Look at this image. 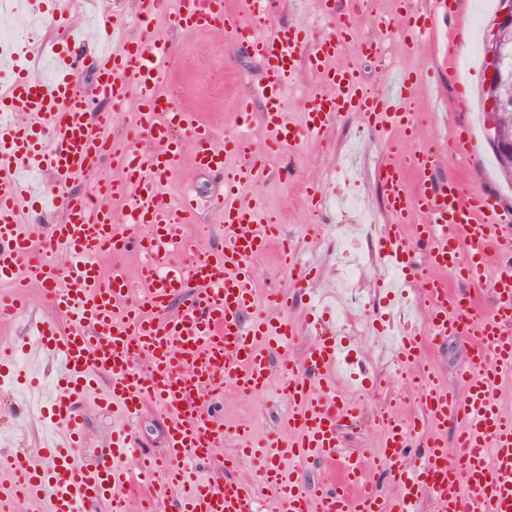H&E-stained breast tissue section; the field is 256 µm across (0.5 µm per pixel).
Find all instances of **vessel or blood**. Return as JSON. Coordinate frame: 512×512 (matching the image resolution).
<instances>
[{"label": "vessel or blood", "mask_w": 512, "mask_h": 512, "mask_svg": "<svg viewBox=\"0 0 512 512\" xmlns=\"http://www.w3.org/2000/svg\"><path fill=\"white\" fill-rule=\"evenodd\" d=\"M142 4L140 36L93 58V96L76 90L85 40L73 21L71 0H51V22L66 45L57 79L41 81L18 57L6 61L16 77L0 90V112L16 119L0 124V280L16 283L19 290L0 296V318L23 316L27 290L37 284L69 327L62 332L51 321L36 326L30 354L60 367L39 409L53 436L43 448V463L20 458L8 463L7 478H0V512H16L24 500L37 503L39 512H81L90 499L106 502L109 512H129L123 487L130 477L118 460L137 450L131 431L118 429L109 446L92 448L80 427L77 405L102 378L108 386L99 399L101 409L116 406L132 419L150 401L168 411V458L162 464L141 459L140 472L166 488L186 487L180 512H416L424 494L437 512H512V414L496 397L498 381L512 375V233L504 229L512 214L492 195L463 190L452 180L407 189L408 173L432 169L435 153L429 148L407 153L389 145L377 171L392 218L379 243L380 260L398 271L389 285L392 295L403 297L418 288L428 306L426 335L396 336L394 358L402 367L417 366L424 348L448 336L460 337L470 357L460 372L461 391L427 382L420 397L422 423L393 415L382 420L383 446L373 463L393 474L395 490L381 497L361 461L340 452L342 432L360 413L357 403L336 390L344 366L340 339L314 340L302 361L273 364L274 355L294 342L297 329L286 315L289 290H257L253 260L281 240L282 229L266 221L257 200L238 192L239 185L265 171L241 132L248 110L234 118L230 141L242 162L231 169L199 115L159 92L172 54L151 27L158 9L182 30L216 22L233 29L237 22L225 13L224 0ZM271 4L246 0L252 20L247 39L266 66L249 96L264 104L261 119L273 146L291 149L305 138L323 137L349 112L360 113L373 128L413 135L418 114L409 76L397 75L388 92L370 91L354 66L337 62L349 45L340 27L309 42L297 29L271 24ZM399 4V16L380 18L377 26L387 33L404 22L416 44L433 37L436 17L452 15L456 0H429L422 12L412 0ZM301 60L321 75L326 89L312 98L305 123L295 127L281 96ZM131 97L137 108L130 127L149 142L146 150L111 142L110 118L95 109L97 101L120 105ZM183 133L192 142L193 165L224 182L223 194L210 202L224 216L223 246L216 250L195 244L185 230L196 216L197 199L183 195L181 207H174L157 181L178 164ZM448 151L455 158H472L474 142L466 125L449 126ZM103 153L112 157L115 178L93 199L69 192L70 178L91 169ZM36 172L55 179L34 194L36 200L64 213L63 222L39 241L20 217L21 201L30 193L25 176ZM117 199L124 204L118 215L112 210ZM409 222L415 225L410 237L402 232ZM131 251L140 259L138 296L121 269L107 274L100 265L103 255ZM414 252L425 255V267L409 262ZM495 256L502 263L491 282H484L485 264ZM281 263L291 274L289 289H309L312 270L301 267L296 253L282 251ZM452 276L489 286L492 313L483 314L470 293L451 289ZM190 281L196 287L189 293ZM175 295L181 296V306L167 313L166 303ZM0 374L33 388L39 384L32 366L19 364L8 348L0 349ZM275 376L288 403L287 433L258 440L246 430H229L206 403L208 392L220 386L249 396L266 389ZM451 418L464 427L450 446L439 427ZM231 437L240 454L259 459L255 479L219 482L199 472V462ZM418 438L424 452L408 459L406 450ZM287 458L300 465L336 462L340 476L330 491L310 496L284 470Z\"/></svg>", "instance_id": "vessel-or-blood-1"}]
</instances>
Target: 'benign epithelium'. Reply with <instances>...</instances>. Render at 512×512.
I'll return each instance as SVG.
<instances>
[{
  "mask_svg": "<svg viewBox=\"0 0 512 512\" xmlns=\"http://www.w3.org/2000/svg\"><path fill=\"white\" fill-rule=\"evenodd\" d=\"M502 12L496 22L486 48L488 112L499 113L512 109V93L501 95V86L512 84V0H502ZM489 139L503 156L512 157V135H505L500 124L493 120L489 127Z\"/></svg>",
  "mask_w": 512,
  "mask_h": 512,
  "instance_id": "7a95c632",
  "label": "benign epithelium"
}]
</instances>
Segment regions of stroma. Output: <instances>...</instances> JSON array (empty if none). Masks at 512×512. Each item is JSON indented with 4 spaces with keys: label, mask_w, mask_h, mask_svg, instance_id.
<instances>
[{
    "label": "stroma",
    "mask_w": 512,
    "mask_h": 512,
    "mask_svg": "<svg viewBox=\"0 0 512 512\" xmlns=\"http://www.w3.org/2000/svg\"><path fill=\"white\" fill-rule=\"evenodd\" d=\"M472 2L469 13L439 23L434 40L410 49L400 32L382 35L375 26L376 16L396 12L397 0H371L366 12L355 13L352 37L357 41L382 40L384 52L359 55L351 50L342 60L353 63L362 82L374 89L381 88L391 72L410 75L413 82L411 94L421 119L405 147L412 151L432 148L438 163L432 175L410 176L409 187L428 182L433 175L455 179L469 188L496 194L502 206L512 210V185L503 179L488 138L490 118L483 93L485 69L479 57L470 52L473 44L489 39L497 11L485 8L482 0ZM152 26L167 40L174 55L173 65L160 83L161 94H168L171 87H180L178 104L198 112L209 125L216 142H223L250 84L263 76L262 61L231 39L229 31L220 28L175 29L162 14L153 17ZM455 35L462 41L456 68L465 71L466 77L452 83L440 65L444 45ZM322 88L319 74L306 64H299L293 80L282 94L284 108L293 126L303 125L310 100ZM463 92L472 99L469 120L479 139L478 151L467 165L453 160L448 153V119L457 114L458 98ZM399 139V133L371 129L359 113L341 115L323 138L305 140L292 151L270 158L265 178L256 184L243 185L241 193L258 200L264 212L295 242L303 258L314 260L322 282L335 283L337 256L343 245H350L372 257L378 252L379 239L390 216L383 208L384 191L377 180V170L386 157L387 141ZM287 169L292 172L288 179L283 176ZM183 186L190 188L205 205L199 219L201 229L193 233V240L202 246L216 243L224 217L209 210L207 204L223 193V184L184 160L172 172L165 188L173 193ZM314 190L328 199L321 214L322 224L344 225L351 236L350 241L339 237L332 239L324 233L309 236L310 193ZM353 191L358 194L360 208L374 215V223L359 226L352 212L337 210L336 198ZM380 270V265L372 261L361 283V301H348L342 307L344 318L352 320L359 329L351 343L352 360L355 371L364 378L361 403L364 419L359 427L345 431L342 441L349 455L364 460L381 446L382 428L378 421L381 411L392 410L408 421L419 410V393L417 389L407 387L405 379L396 373L383 352L384 338L363 329L365 320L380 318L389 312L388 307L377 303L379 291L375 280ZM28 293L29 320H0V346H21L29 336L30 321L51 319L43 289L34 285ZM468 357L467 346L458 337L451 336L424 353L421 363L435 382L455 389ZM29 401L22 384H13L10 391L0 392V449H7L14 457L36 460L41 454L40 444L45 430L37 419L28 416ZM211 403L225 426L247 429L257 438L283 427L288 415L286 403L273 391L247 398L226 388L217 392ZM169 425V417L163 408L155 404L143 406L133 424L140 451L164 457Z\"/></svg>",
    "instance_id": "35a3bbf8"
}]
</instances>
